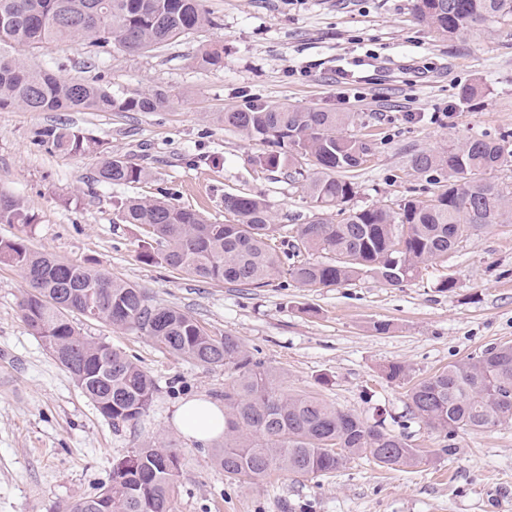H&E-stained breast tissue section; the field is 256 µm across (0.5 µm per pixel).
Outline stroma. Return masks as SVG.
<instances>
[{
	"mask_svg": "<svg viewBox=\"0 0 512 512\" xmlns=\"http://www.w3.org/2000/svg\"><path fill=\"white\" fill-rule=\"evenodd\" d=\"M414 0H207L216 26L168 47L130 55L78 43L31 50L58 76L95 77L114 92L165 90L156 112L0 110V194L24 200L36 223L33 249L137 284L161 306L190 313L216 335L241 339L276 368L291 394L404 434L415 464L386 468L354 457L319 477L277 474L248 485L225 477L213 442L184 438L172 423L183 401L222 404L231 373L159 351L148 337L79 320L84 335L124 351L156 383L139 420L113 427L23 322L21 273L0 264V512H64L95 494L112 466L149 441L174 440L182 477L173 512H512V423L458 430L454 437L414 417L406 392L448 364L512 344V224H500L425 266L399 287L364 278L308 291L275 277L264 288L197 278L138 259V227L114 223L126 197L164 199L232 223L225 194L256 193L279 224H302L310 200L300 183L256 164L268 146L224 128L216 113L262 103L348 112L349 134L374 153L355 174L354 206L397 207L423 196L408 167L412 153L439 150L474 134L512 135V27L456 40L419 22ZM204 45L224 48L219 69L197 67ZM370 54L355 81L341 83L339 60ZM480 93L467 103V85ZM69 125L146 167V180L94 182L98 159L63 156L34 142L36 131ZM453 277V291L437 283ZM388 324L380 333L376 324ZM392 363L407 369L389 380Z\"/></svg>",
	"mask_w": 512,
	"mask_h": 512,
	"instance_id": "stroma-1",
	"label": "stroma"
}]
</instances>
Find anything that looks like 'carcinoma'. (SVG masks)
Masks as SVG:
<instances>
[{"instance_id":"1","label":"carcinoma","mask_w":512,"mask_h":512,"mask_svg":"<svg viewBox=\"0 0 512 512\" xmlns=\"http://www.w3.org/2000/svg\"><path fill=\"white\" fill-rule=\"evenodd\" d=\"M419 21L450 41L493 25L512 23V0H414ZM215 25L205 0H0V109L30 112H156L162 90L149 94L109 91L92 78L65 79L28 64L24 53L76 38L86 45H118L135 55L176 43ZM203 68H221L224 49L205 46L195 57ZM218 121L274 150L256 162L290 179L302 175L305 158L311 215L304 224L273 223L267 200L254 194L224 195L234 224L164 200L127 198L113 204L116 223L139 227L145 240L139 259L198 278L259 288L285 275L298 288L338 286L362 277L400 286L422 267L443 259L461 241L497 224L512 223V187L484 178L512 158L505 139L475 135L448 149L410 156V169L429 186L426 199L405 198L395 209L353 207L357 185L347 173L373 155L372 143L346 136L348 112L290 104L228 109ZM37 141L65 156L95 154L94 181L137 183L142 167L115 155L106 143L74 127H45ZM338 209L342 218L330 217ZM34 215L19 197L0 195V224L19 234L0 239V264L17 268L28 288L19 300L32 335L69 372L81 392L113 426L138 420L156 390L152 377L104 340L83 335L74 315L148 337L161 351L203 366L224 365L235 378L224 387V445L212 454L224 474L253 484L274 473L322 476L363 456L381 467L411 465L417 450L403 435L370 425L317 397L288 394L280 374L254 360L236 336H215L177 307H159L137 285L105 272L34 250L28 240ZM323 254L322 261L301 260ZM422 422L452 435L512 422V345L493 346L416 382L407 393ZM181 476L178 450L148 443L112 469L108 482L67 512H172Z\"/></svg>"}]
</instances>
